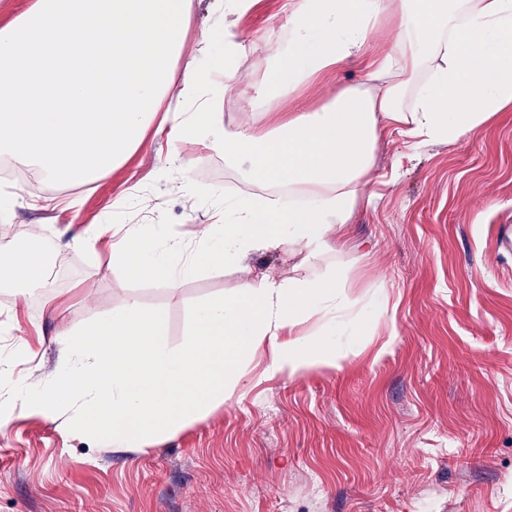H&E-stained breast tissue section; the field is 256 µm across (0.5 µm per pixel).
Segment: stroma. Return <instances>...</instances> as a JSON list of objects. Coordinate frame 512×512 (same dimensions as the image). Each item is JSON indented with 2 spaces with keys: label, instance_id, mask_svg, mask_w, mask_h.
<instances>
[{
  "label": "stroma",
  "instance_id": "35a3bbf8",
  "mask_svg": "<svg viewBox=\"0 0 512 512\" xmlns=\"http://www.w3.org/2000/svg\"><path fill=\"white\" fill-rule=\"evenodd\" d=\"M286 3L258 0L241 19L253 47L239 88L274 62ZM364 73L363 61H348L274 109L315 111ZM221 113L230 130L271 126L246 93H227ZM181 149L192 161L186 187L165 180L171 143L154 129L95 183L0 184V258L46 238L52 262L74 272L63 285L53 275L43 288L0 284L10 328L0 358L21 337L35 352L17 373L50 375L55 335L133 299L161 310L165 345L181 347L197 307L247 280L227 265L172 288L130 279L111 238L70 246L90 224H163L193 241L247 173L223 150ZM370 178L380 198L358 209L335 251L304 265L283 252L253 264L273 276L346 273L335 341L355 357L290 377L257 354L231 405L142 450L104 448L16 412L0 431V512H512V251L497 241L512 225V109L451 144L411 151L391 134Z\"/></svg>",
  "mask_w": 512,
  "mask_h": 512
}]
</instances>
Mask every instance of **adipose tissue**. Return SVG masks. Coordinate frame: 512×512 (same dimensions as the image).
Returning <instances> with one entry per match:
<instances>
[{
  "instance_id": "obj_1",
  "label": "adipose tissue",
  "mask_w": 512,
  "mask_h": 512,
  "mask_svg": "<svg viewBox=\"0 0 512 512\" xmlns=\"http://www.w3.org/2000/svg\"><path fill=\"white\" fill-rule=\"evenodd\" d=\"M256 3L220 0L219 10L235 20L197 48L203 54L219 42V68L185 62L180 96L190 109L163 118L173 146L163 170L170 181L187 183L180 144L220 147L226 158L249 162L250 175L262 184L287 185L288 193L248 194L225 205L181 265L171 258L185 244L163 225H123L112 256L132 278L172 287L204 267H249L260 254L311 259L333 251L359 201L371 206L379 198L367 177L387 134L397 133L411 148L453 143L512 108V0H288V40L265 77L277 94L297 95L363 57L383 25L392 28L393 47L368 66L361 86L340 87L318 110L289 113L265 132L226 131L219 95L233 89L236 64L249 46L236 20ZM46 267L45 252L30 249L0 261V280L39 287ZM339 281L336 273L250 279L235 294L198 307L190 338L178 349L163 342V312L132 300L112 316L59 334L63 359L46 378L15 373L31 355L28 342L19 340L0 362V429L20 408L52 422L66 418L71 430L110 447L145 448L228 405L247 357L262 347L270 349L271 371L291 377L340 366L354 350L333 340L345 307ZM314 315L320 327L302 331ZM211 359L220 380L203 389Z\"/></svg>"
}]
</instances>
